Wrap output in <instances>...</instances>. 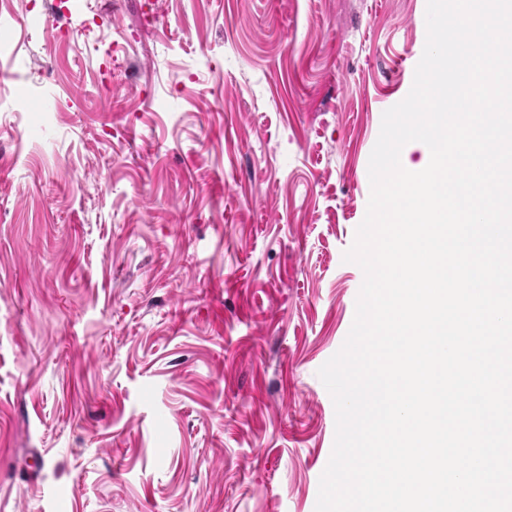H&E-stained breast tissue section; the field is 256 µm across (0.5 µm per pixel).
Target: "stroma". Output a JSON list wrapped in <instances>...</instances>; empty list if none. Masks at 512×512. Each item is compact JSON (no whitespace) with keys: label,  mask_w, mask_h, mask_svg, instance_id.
I'll return each mask as SVG.
<instances>
[{"label":"stroma","mask_w":512,"mask_h":512,"mask_svg":"<svg viewBox=\"0 0 512 512\" xmlns=\"http://www.w3.org/2000/svg\"><path fill=\"white\" fill-rule=\"evenodd\" d=\"M425 12L0 0V512H315Z\"/></svg>","instance_id":"stroma-1"}]
</instances>
